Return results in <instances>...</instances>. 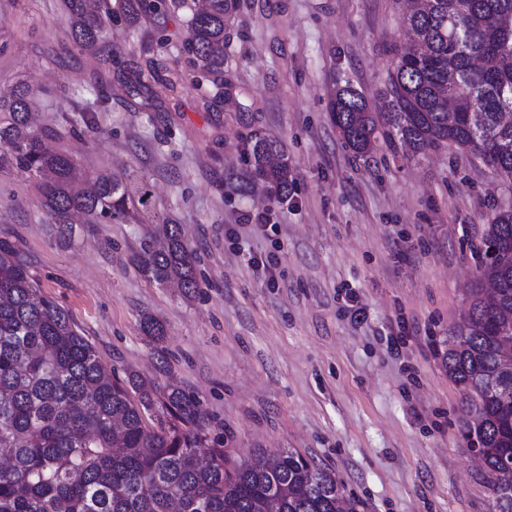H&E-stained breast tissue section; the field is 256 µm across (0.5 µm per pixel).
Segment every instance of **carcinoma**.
I'll return each mask as SVG.
<instances>
[{
    "mask_svg": "<svg viewBox=\"0 0 512 512\" xmlns=\"http://www.w3.org/2000/svg\"><path fill=\"white\" fill-rule=\"evenodd\" d=\"M240 0H67L68 38L80 48L107 44L112 23L142 13L186 12L184 46L206 108L224 97V30ZM411 46L392 47L385 111L348 80L334 85L330 120L357 158L385 146L415 157L454 148L512 185V0H405ZM479 58L482 64L474 65ZM130 106L160 101L182 78L156 58L122 73ZM455 117L448 118V101ZM33 94L17 86L0 104V170L37 180L57 239L72 238L71 217L125 220L146 206L147 183L85 173L46 141L52 128L32 122ZM253 178L288 196L291 170L281 141L255 134L247 143ZM134 261L150 281L199 288L198 256L181 225H155ZM480 281L443 358L474 421L462 432L490 482L494 512H512V203L492 209L481 235ZM498 288L486 301L482 282ZM191 392L145 384L108 371L69 310L44 294L18 244L0 238V512H336V478L291 449H258L229 465L224 436L199 419Z\"/></svg>",
    "mask_w": 512,
    "mask_h": 512,
    "instance_id": "carcinoma-1",
    "label": "carcinoma"
}]
</instances>
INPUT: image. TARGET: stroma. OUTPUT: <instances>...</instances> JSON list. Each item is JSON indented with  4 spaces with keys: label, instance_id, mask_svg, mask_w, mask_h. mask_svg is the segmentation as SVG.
Instances as JSON below:
<instances>
[{
    "label": "stroma",
    "instance_id": "obj_1",
    "mask_svg": "<svg viewBox=\"0 0 512 512\" xmlns=\"http://www.w3.org/2000/svg\"><path fill=\"white\" fill-rule=\"evenodd\" d=\"M401 18L399 0H240L219 111L185 79L144 113L129 110L116 68L89 79L90 54L64 40V0H0V97L21 82L33 89L38 127L57 130L52 148L81 170L144 173L151 212L181 225L201 258L200 288L188 299L140 274L148 214L78 221L58 244L34 179L13 171H0V238L19 245L106 366L196 394L231 460L295 449L335 476L357 512H491L443 353L469 306L481 229L512 187L445 148L353 158L329 118L335 79L377 100ZM186 36L183 12L148 13L135 32L113 24L109 48L184 70ZM102 95L109 109L91 133L80 110ZM256 133L284 144L287 201L261 184L240 189ZM248 212L270 214L277 245L241 225ZM268 250L273 288L247 262ZM350 291L366 311L359 326ZM147 314L162 322L161 341L143 334ZM401 331L396 354L387 338Z\"/></svg>",
    "mask_w": 512,
    "mask_h": 512
}]
</instances>
